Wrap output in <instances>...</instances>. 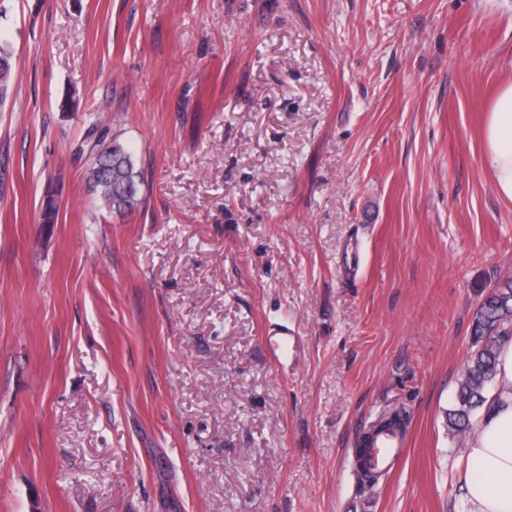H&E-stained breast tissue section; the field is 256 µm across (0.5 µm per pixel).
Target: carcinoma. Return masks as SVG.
<instances>
[{
    "label": "carcinoma",
    "mask_w": 512,
    "mask_h": 512,
    "mask_svg": "<svg viewBox=\"0 0 512 512\" xmlns=\"http://www.w3.org/2000/svg\"><path fill=\"white\" fill-rule=\"evenodd\" d=\"M0 99L8 101L15 81L14 52L10 42L0 36ZM90 132L95 141L90 150L91 162L85 180L98 200V207L111 213L133 211L141 201L142 173L135 167L130 151L104 128L99 116L89 113ZM59 202L46 195L42 202L41 222L57 223ZM472 343L459 382L453 408L448 410V435L463 439L472 431L474 418L486 403L487 394L496 380L498 346L502 337L512 336V277L499 281L482 299L473 317ZM406 414L393 410L377 422L380 429L396 426L405 429Z\"/></svg>",
    "instance_id": "obj_1"
}]
</instances>
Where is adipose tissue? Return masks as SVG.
I'll return each mask as SVG.
<instances>
[{
    "label": "adipose tissue",
    "mask_w": 512,
    "mask_h": 512,
    "mask_svg": "<svg viewBox=\"0 0 512 512\" xmlns=\"http://www.w3.org/2000/svg\"><path fill=\"white\" fill-rule=\"evenodd\" d=\"M481 161L497 195L512 201V79L504 82L486 114ZM482 475L465 477L469 512H512V339L503 340L497 384L465 443Z\"/></svg>",
    "instance_id": "obj_1"
}]
</instances>
